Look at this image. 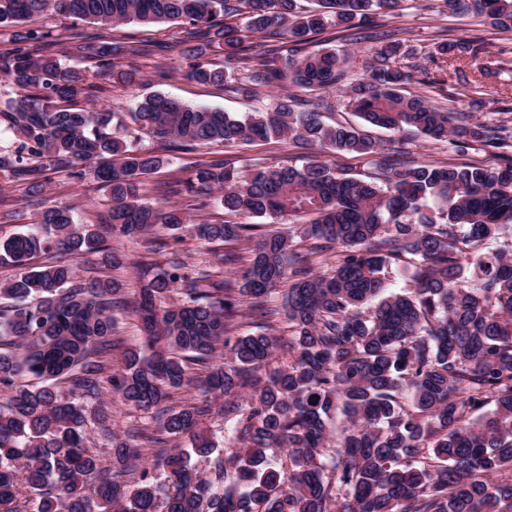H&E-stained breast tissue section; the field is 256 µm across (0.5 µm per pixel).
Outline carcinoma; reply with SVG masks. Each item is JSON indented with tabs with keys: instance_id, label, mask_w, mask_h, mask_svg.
Returning a JSON list of instances; mask_svg holds the SVG:
<instances>
[{
	"instance_id": "obj_1",
	"label": "carcinoma",
	"mask_w": 512,
	"mask_h": 512,
	"mask_svg": "<svg viewBox=\"0 0 512 512\" xmlns=\"http://www.w3.org/2000/svg\"><path fill=\"white\" fill-rule=\"evenodd\" d=\"M0 0V24L18 26L54 10L106 29L131 22H173L182 37L151 49L73 31L53 36L17 30L0 52V71L17 88L0 102V125L17 136L0 154V173L40 194L52 176L87 175L109 190L104 230L76 223L66 206L42 211L40 229L0 239V262L20 269L0 283V512H512V161L497 166L385 162L384 145L354 126L330 125L315 109L283 95L269 111L246 117L187 105L151 91L131 112L73 103L99 101L103 79L135 88V56L178 53L191 79L221 83L246 96L258 85L318 91L338 87L347 107L373 126L414 133L459 149L499 147L504 127L473 122L420 95L416 79L444 87L417 66L396 62L400 31L380 22L401 0ZM501 31H512V0H472ZM247 13V21L234 18ZM334 29L381 48L347 82L351 54L333 46L304 51L309 36ZM224 50V67L209 48ZM485 53L481 39L447 38L430 62L458 63L453 89L477 97L478 80L460 62ZM94 61L87 72L65 64ZM149 136L165 148H196L288 139L309 148L364 156L375 177L348 176L313 158L301 167L270 166L248 174L226 160L197 164L175 180L204 214L214 192L237 222L190 223L187 210L143 201V178L167 159L138 146ZM311 216L295 233L256 235L254 218ZM187 228L213 242H255L238 287L224 278L231 253L202 268L180 260L141 270L133 308L140 348L112 369L113 307L122 284L106 275L84 280L72 255L121 254L108 237L154 236L148 253L170 243L159 231ZM329 253L317 273L295 238ZM55 250L39 267L30 260ZM410 260L408 293L388 291V269ZM286 288L288 363L262 368L282 348L268 302ZM179 299L165 303L172 294ZM266 318L243 330L241 310ZM43 382L30 388L25 377ZM68 382L57 389L58 379ZM197 383L201 402L166 408L172 391ZM250 391L243 408L222 406L232 445L217 450L199 431L217 402ZM139 410L158 409L162 431L190 447L160 446L146 466L144 445L111 437L109 456L88 447L85 406L106 392ZM347 425L336 435L337 412ZM289 451L288 470L268 452ZM208 459V469L191 464ZM161 470V476L154 471Z\"/></svg>"
}]
</instances>
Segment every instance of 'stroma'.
Here are the masks:
<instances>
[{"label": "stroma", "mask_w": 512, "mask_h": 512, "mask_svg": "<svg viewBox=\"0 0 512 512\" xmlns=\"http://www.w3.org/2000/svg\"><path fill=\"white\" fill-rule=\"evenodd\" d=\"M390 28L400 30L404 39L405 56L401 62L405 65L429 67L428 55L438 38L443 36L472 37L479 36L486 41V51L490 57H506L509 68L499 72L481 74L480 62L466 63L464 69L469 77L479 78L482 83V104H472L470 97L439 96L441 103L449 108L467 113L472 120L512 129V32H501L492 28L488 21L473 12H441L438 0H403L401 8L394 16L388 17ZM181 32L180 26L171 23L139 24L129 23L111 30L110 35L116 41H137L145 44L160 45L176 40ZM137 66L144 78L152 79L157 68L167 69L169 77L162 82H154V90L180 99L192 105H204L212 108L236 112L242 115L273 107L275 96L267 88L257 87L253 96L246 97L228 91L220 84H201L187 76V64L176 55H157L138 60ZM366 131L377 140L396 143L403 157L418 162L498 165L512 158V145L492 148L476 143L464 150L445 142H433L422 137H405L396 142L393 132L367 126ZM233 159L236 167L249 171L277 165H302L311 156L327 161L332 167L343 170L356 177H366L373 171L368 159L354 154H340L329 150L311 153L297 148L289 141L254 142L231 148L215 145L210 150H174L169 157L167 168L145 178L142 193L147 202H155L164 182L170 181L183 171L192 169L207 156ZM66 205L72 208L77 223L98 224L101 215L107 214L112 199L106 189L93 177L84 180H71L63 176L53 177L44 194L27 196L23 187L0 178V212H13L10 221L0 219V239L36 226L44 205ZM108 420L100 422L89 418L87 434L92 448L107 451L109 442L104 429L124 433L128 426L137 425L145 433L156 429L154 413L137 411L112 400L108 403Z\"/></svg>", "instance_id": "obj_1"}]
</instances>
